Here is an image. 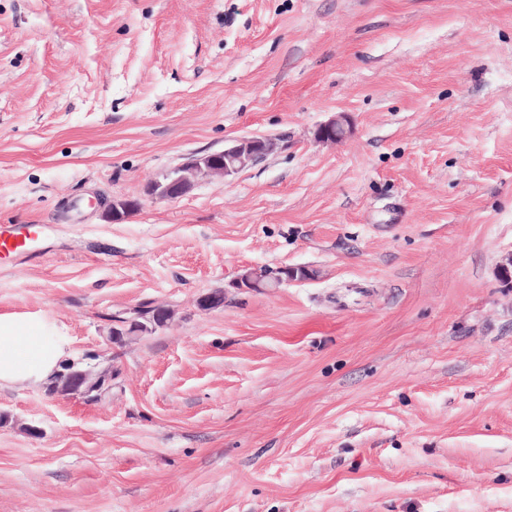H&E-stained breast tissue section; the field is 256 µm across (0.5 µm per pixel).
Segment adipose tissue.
I'll return each instance as SVG.
<instances>
[{"label": "adipose tissue", "mask_w": 512, "mask_h": 512, "mask_svg": "<svg viewBox=\"0 0 512 512\" xmlns=\"http://www.w3.org/2000/svg\"><path fill=\"white\" fill-rule=\"evenodd\" d=\"M72 359L63 330L44 313H0V388L47 384Z\"/></svg>", "instance_id": "adipose-tissue-1"}]
</instances>
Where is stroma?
I'll return each mask as SVG.
<instances>
[{"label": "stroma", "instance_id": "stroma-1", "mask_svg": "<svg viewBox=\"0 0 512 512\" xmlns=\"http://www.w3.org/2000/svg\"><path fill=\"white\" fill-rule=\"evenodd\" d=\"M0 233V312L117 371L0 389V512H512V0H0ZM269 145L248 139L233 140L216 151L190 163L171 169L161 181L155 182L152 193L160 200H173L185 194L199 177L220 175L222 178L236 174L246 164L266 155Z\"/></svg>", "mask_w": 512, "mask_h": 512}]
</instances>
